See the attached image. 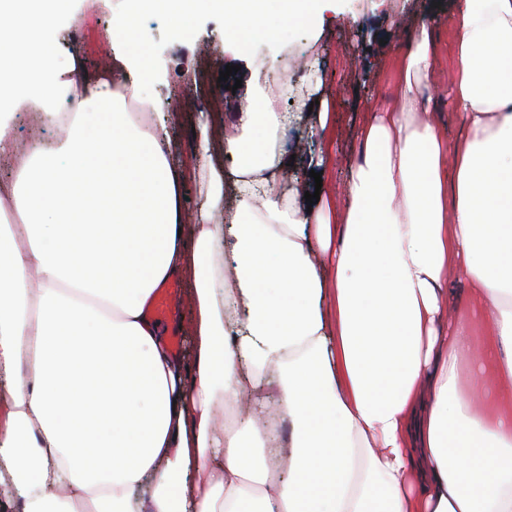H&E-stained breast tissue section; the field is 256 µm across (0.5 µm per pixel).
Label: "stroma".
Wrapping results in <instances>:
<instances>
[{"mask_svg": "<svg viewBox=\"0 0 512 512\" xmlns=\"http://www.w3.org/2000/svg\"><path fill=\"white\" fill-rule=\"evenodd\" d=\"M124 0H74L72 20L66 21L61 45L73 52L88 81H96L99 70L92 60L122 58L126 44L112 41L114 20L122 18ZM456 0H341L336 13L328 14L322 29L306 26L292 29L286 40L257 39L238 47L224 42L220 34L224 16L205 13L197 20L192 40H182L159 15L141 19L149 33L143 54L152 73L161 107L158 116L182 113L181 122L168 126L170 140L180 151L187 171L183 189L184 222L193 224L201 202L200 167L209 161H223V149L213 157L198 152V138L192 133L201 112L220 105L224 121H237L241 103L252 91L253 77H260L275 110L304 111L308 99L323 100L330 112V136H322L313 119H306L289 131L288 146L296 150L294 165L309 171L314 159L323 154L336 161L335 170H323L325 192L336 193L346 181L348 163L360 149L358 131L372 112L386 107L394 93V62L410 33L428 17L436 30L437 57L429 91V112L449 139L462 128L448 109V92L453 83L449 62ZM300 65L298 94L282 91L284 77L292 65ZM237 67L242 82L236 91L226 90L218 77L226 67Z\"/></svg>", "mask_w": 512, "mask_h": 512, "instance_id": "1", "label": "stroma"}]
</instances>
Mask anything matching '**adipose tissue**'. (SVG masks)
Instances as JSON below:
<instances>
[{
	"mask_svg": "<svg viewBox=\"0 0 512 512\" xmlns=\"http://www.w3.org/2000/svg\"><path fill=\"white\" fill-rule=\"evenodd\" d=\"M337 4L128 0L113 36L139 44V19L161 13L189 38L219 10L227 40L284 39ZM70 5L0 0V155L20 160L0 186V512H512V0L457 2L461 138L424 106L425 19L342 201L307 204L303 177L281 187L293 118L255 98L189 230L166 125L127 112L130 97L158 109L147 76L86 82L56 48ZM30 111L70 119L15 149L9 122ZM185 275L188 365L146 312ZM467 364L496 380L482 397ZM245 392L279 415L225 428L219 409Z\"/></svg>",
	"mask_w": 512,
	"mask_h": 512,
	"instance_id": "obj_1",
	"label": "adipose tissue"
}]
</instances>
